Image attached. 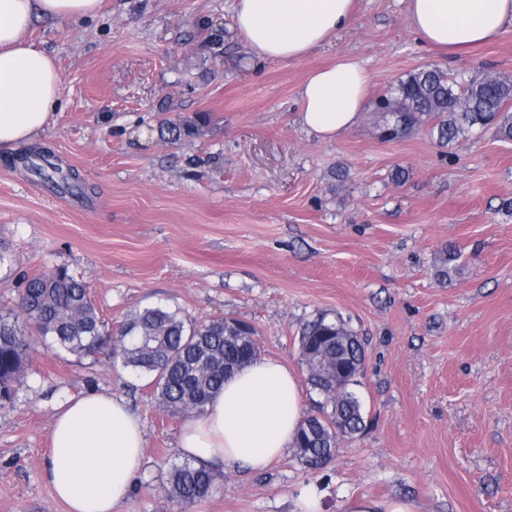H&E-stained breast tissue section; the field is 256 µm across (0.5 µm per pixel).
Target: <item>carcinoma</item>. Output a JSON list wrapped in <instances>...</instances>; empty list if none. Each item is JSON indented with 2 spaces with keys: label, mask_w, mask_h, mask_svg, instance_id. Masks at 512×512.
Returning <instances> with one entry per match:
<instances>
[{
  "label": "carcinoma",
  "mask_w": 512,
  "mask_h": 512,
  "mask_svg": "<svg viewBox=\"0 0 512 512\" xmlns=\"http://www.w3.org/2000/svg\"><path fill=\"white\" fill-rule=\"evenodd\" d=\"M512 84L487 75L456 92L448 76L437 68H422L386 99L385 121L399 127L401 120L417 115L438 119L441 143L458 140L476 125L499 122L501 132L512 137ZM197 120L185 119L169 127L179 140L198 131ZM31 172L53 186L57 194L73 192L72 176L60 174L55 163H31ZM237 319L200 324L187 321L180 312L146 305L126 315L114 330L101 318L89 287L82 277L64 267L23 279L16 308H0V407L13 402L24 365L34 345L40 343L57 355L94 358L111 347L112 363L150 380L160 409L169 416L201 413L224 387V379L258 357L257 344L242 346ZM314 336H337L317 360L299 351L308 383L322 394L329 386L327 375L338 363L351 365L359 377L365 366V343L340 316L320 314L299 329L298 343ZM320 415L304 416L293 448L311 469L332 458L337 436L351 437L363 425L362 406L348 386H336L333 399L320 401ZM224 481L214 467L185 459L170 464L162 489L166 497L190 507L209 497Z\"/></svg>",
  "instance_id": "carcinoma-1"
}]
</instances>
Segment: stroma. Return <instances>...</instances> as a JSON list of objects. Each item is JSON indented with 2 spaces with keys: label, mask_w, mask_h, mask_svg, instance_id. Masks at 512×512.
<instances>
[{
  "label": "stroma",
  "mask_w": 512,
  "mask_h": 512,
  "mask_svg": "<svg viewBox=\"0 0 512 512\" xmlns=\"http://www.w3.org/2000/svg\"><path fill=\"white\" fill-rule=\"evenodd\" d=\"M231 5L103 0L80 24L34 21L62 96L38 146L0 152V307H14L23 277L64 266L109 325L150 303L240 319L260 356L301 383V324L339 314L365 341V426L323 468L291 450L266 470L225 472L186 511L159 492L181 420L157 408L147 378L38 345L0 408V512H66L45 472L51 423L90 389L125 397L145 427L146 466L122 512H305L311 497L318 512L363 497L512 512V138L489 124L442 144L427 116L390 137L378 109L426 66L455 87L512 83V27L452 58L419 41L403 0H354L332 43L279 62L245 45ZM343 54L370 75L366 110L321 140L299 122V92ZM199 114L179 142L160 127ZM38 148L77 173L78 191L59 196L25 169Z\"/></svg>",
  "instance_id": "1"
}]
</instances>
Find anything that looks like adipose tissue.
I'll return each mask as SVG.
<instances>
[{
	"label": "adipose tissue",
	"mask_w": 512,
	"mask_h": 512,
	"mask_svg": "<svg viewBox=\"0 0 512 512\" xmlns=\"http://www.w3.org/2000/svg\"><path fill=\"white\" fill-rule=\"evenodd\" d=\"M414 32L438 52L465 56L512 26V0H403ZM100 0H0V148L39 139L58 105L54 59L28 38L35 18L82 21ZM353 0H234V24L250 48L293 61L332 41L353 19ZM370 79L346 55L311 74L300 91L301 122L320 139L359 122ZM304 396L283 362L262 358L228 376L204 412L185 418L177 448L226 471L266 469L294 443ZM46 474L68 512H120L144 466L145 431L123 396L87 392L59 406Z\"/></svg>",
	"instance_id": "obj_1"
}]
</instances>
